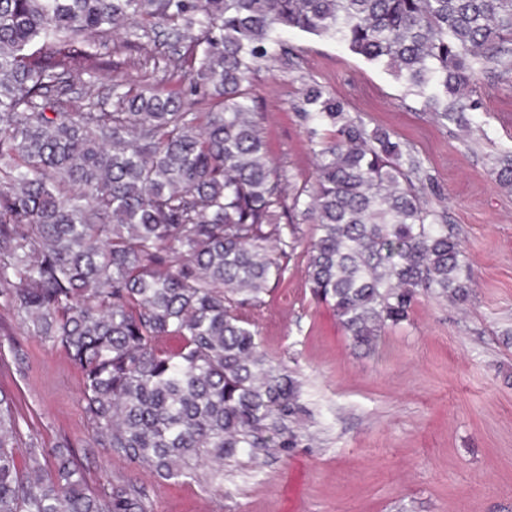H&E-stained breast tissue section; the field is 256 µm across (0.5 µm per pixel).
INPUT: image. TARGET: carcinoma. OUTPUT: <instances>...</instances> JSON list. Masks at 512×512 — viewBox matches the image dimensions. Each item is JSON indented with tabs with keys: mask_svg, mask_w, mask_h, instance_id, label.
Masks as SVG:
<instances>
[{
	"mask_svg": "<svg viewBox=\"0 0 512 512\" xmlns=\"http://www.w3.org/2000/svg\"><path fill=\"white\" fill-rule=\"evenodd\" d=\"M120 30L129 50L174 38L175 87L114 84L111 111H65L70 78L112 66L92 38ZM289 30L385 65L448 120L478 65L512 55V0H0V298L83 372L92 445L163 481L205 466L220 490L224 459L302 442L301 383L249 316L298 245L250 93ZM302 117L333 132L292 201L315 225L305 273L353 345L372 350L422 294L469 303L467 256L414 182L420 162L317 85ZM492 174L512 188V155ZM19 441L0 395V512H150L145 488L92 492L71 449Z\"/></svg>",
	"mask_w": 512,
	"mask_h": 512,
	"instance_id": "1",
	"label": "carcinoma"
}]
</instances>
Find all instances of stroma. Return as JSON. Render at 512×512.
Segmentation results:
<instances>
[{
	"instance_id": "35a3bbf8",
	"label": "stroma",
	"mask_w": 512,
	"mask_h": 512,
	"mask_svg": "<svg viewBox=\"0 0 512 512\" xmlns=\"http://www.w3.org/2000/svg\"><path fill=\"white\" fill-rule=\"evenodd\" d=\"M292 60L273 57L252 79L267 153L289 191L312 182L315 160L299 116L302 90L320 85L367 129L385 128L422 163L429 204L454 224L474 276L469 304L419 297L408 322L374 351L355 352L332 308L316 298L295 251L281 280L250 312L263 350L295 372L309 413L298 448H257L224 462V494L197 480L161 481L147 466L92 447L81 371L65 352L19 328L0 306V391L23 438L73 445L90 490L108 481L146 489L152 512H512V189L492 175L512 153V62L471 93L477 110L438 120L384 66L335 40L287 36ZM110 69L75 79V97H105L114 83L163 86L141 68L163 48L108 41ZM25 352L23 364L13 347Z\"/></svg>"
}]
</instances>
